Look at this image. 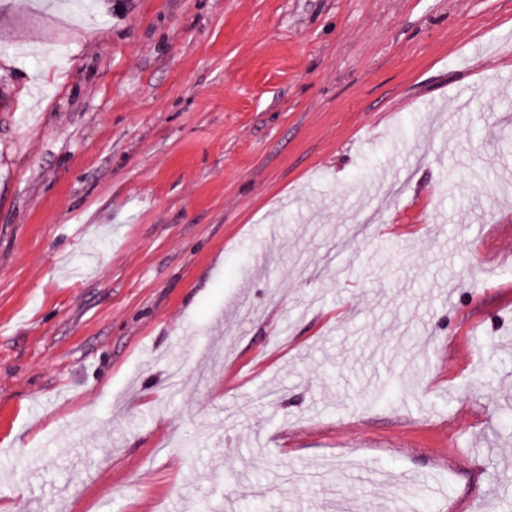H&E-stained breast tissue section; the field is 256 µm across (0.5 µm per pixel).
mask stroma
Instances as JSON below:
<instances>
[{
    "mask_svg": "<svg viewBox=\"0 0 512 512\" xmlns=\"http://www.w3.org/2000/svg\"><path fill=\"white\" fill-rule=\"evenodd\" d=\"M335 505L512 512V0H0V512Z\"/></svg>",
    "mask_w": 512,
    "mask_h": 512,
    "instance_id": "stroma-1",
    "label": "stroma"
}]
</instances>
